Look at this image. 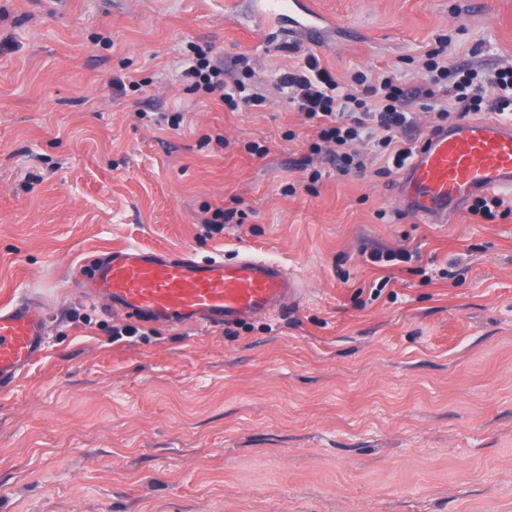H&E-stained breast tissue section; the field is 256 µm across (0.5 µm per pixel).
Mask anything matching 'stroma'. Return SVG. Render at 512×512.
Segmentation results:
<instances>
[{"mask_svg": "<svg viewBox=\"0 0 512 512\" xmlns=\"http://www.w3.org/2000/svg\"><path fill=\"white\" fill-rule=\"evenodd\" d=\"M314 2L368 43L295 41L249 0H0V303L48 305L44 354L0 393V512H512V195L424 222L382 160L314 154L278 85L310 53L344 84L396 68L419 139L446 98L423 94L428 52L512 64V0ZM193 46L265 106L193 91ZM218 208L246 217L205 235ZM126 245L250 252L302 293L227 327L134 323L70 279Z\"/></svg>", "mask_w": 512, "mask_h": 512, "instance_id": "obj_1", "label": "stroma"}]
</instances>
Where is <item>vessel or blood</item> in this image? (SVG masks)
<instances>
[{
	"label": "vessel or blood",
	"instance_id": "b4317fda",
	"mask_svg": "<svg viewBox=\"0 0 512 512\" xmlns=\"http://www.w3.org/2000/svg\"><path fill=\"white\" fill-rule=\"evenodd\" d=\"M257 14L288 21L293 34L310 43L336 29L312 0H266ZM495 190L512 191V125L494 118L430 129L395 185L408 211L439 224ZM79 273L92 297L128 317L167 326L232 325L285 311L300 295L298 282L281 265L253 256L228 262L127 246L98 255ZM46 323L39 301L0 304V392L42 354Z\"/></svg>",
	"mask_w": 512,
	"mask_h": 512
}]
</instances>
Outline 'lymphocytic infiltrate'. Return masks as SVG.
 Instances as JSON below:
<instances>
[{
    "label": "lymphocytic infiltrate",
    "mask_w": 512,
    "mask_h": 512,
    "mask_svg": "<svg viewBox=\"0 0 512 512\" xmlns=\"http://www.w3.org/2000/svg\"><path fill=\"white\" fill-rule=\"evenodd\" d=\"M427 82L434 87H449L451 107L439 108L440 120L450 116H466L483 107L501 111L512 106V66L497 68L487 83L477 80L476 69L451 67L439 60L437 54H428L425 61ZM185 77L191 79L195 90L219 97L224 104H245L259 108L265 103L262 93L249 91L238 77L226 76L224 68L204 54L188 60ZM279 86L298 112L316 129L313 151H328L336 157L344 173H358L366 166L358 146L373 142L378 153L388 154L394 168H402L412 153L397 135L410 127L408 112L412 91L403 88L394 71L371 77L358 71L352 74L346 92H339V84L332 74L320 65L315 55H308L302 67L284 72Z\"/></svg>",
    "instance_id": "obj_1"
}]
</instances>
